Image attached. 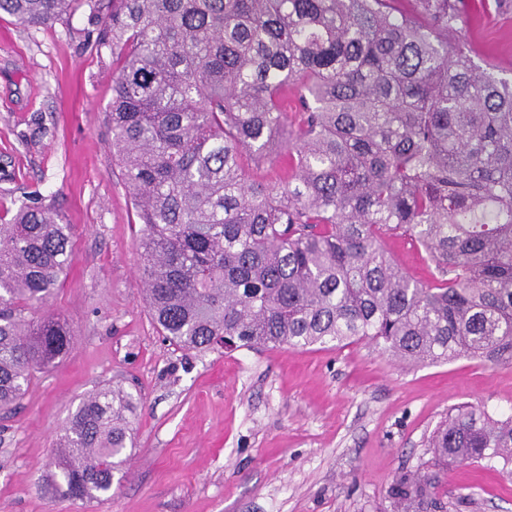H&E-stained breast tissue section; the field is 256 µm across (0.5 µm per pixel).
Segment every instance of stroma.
I'll return each instance as SVG.
<instances>
[{"mask_svg":"<svg viewBox=\"0 0 512 512\" xmlns=\"http://www.w3.org/2000/svg\"><path fill=\"white\" fill-rule=\"evenodd\" d=\"M88 8L27 27L0 14V219L40 197L73 228L50 307L75 332L51 371L0 414V512H391L388 486L426 470L428 439L462 404L512 412V366L461 357L410 366L375 344L195 354L159 336L143 300L140 227L112 162V51ZM512 80V0H472L458 39ZM411 278L431 269L385 238ZM133 394L125 475L107 499L65 496L50 461L78 405ZM444 512H512V480L449 463Z\"/></svg>","mask_w":512,"mask_h":512,"instance_id":"35a3bbf8","label":"stroma"}]
</instances>
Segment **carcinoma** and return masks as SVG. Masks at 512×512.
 <instances>
[{
    "label": "carcinoma",
    "instance_id": "obj_1",
    "mask_svg": "<svg viewBox=\"0 0 512 512\" xmlns=\"http://www.w3.org/2000/svg\"><path fill=\"white\" fill-rule=\"evenodd\" d=\"M90 8L112 48V156L141 224L145 301L171 345L278 348L369 340L409 363L512 365V81L448 48L470 0H0L23 26ZM278 164L270 185L249 175ZM424 252L421 283L385 249ZM71 225L33 198L0 224V409L69 350L46 309ZM131 393L98 388L52 460L72 499L125 462ZM437 463H502L512 414L463 405ZM429 474L389 486L434 512Z\"/></svg>",
    "mask_w": 512,
    "mask_h": 512
}]
</instances>
